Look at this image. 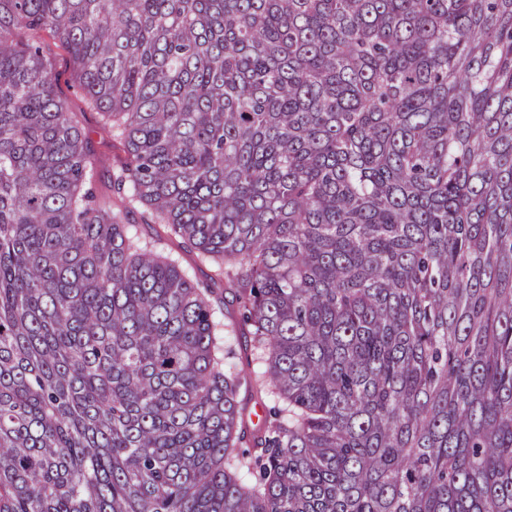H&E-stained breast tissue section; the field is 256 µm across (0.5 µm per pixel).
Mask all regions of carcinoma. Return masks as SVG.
I'll use <instances>...</instances> for the list:
<instances>
[{
  "instance_id": "1",
  "label": "carcinoma",
  "mask_w": 512,
  "mask_h": 512,
  "mask_svg": "<svg viewBox=\"0 0 512 512\" xmlns=\"http://www.w3.org/2000/svg\"><path fill=\"white\" fill-rule=\"evenodd\" d=\"M0 512H512V0H0ZM43 48L47 58L53 64V70L58 78V90L61 97L66 101L71 112H86L84 120L85 131L88 132L93 140L95 149L106 159V165L95 170L94 180L102 183L112 174L113 152L111 148V138L108 134L99 129L98 115L86 109L83 101V95L71 80L72 64L68 54L48 35L43 36ZM183 244L179 240H163L160 244H156L157 249L170 253L179 264L185 268L194 279V281H205L213 275L212 268L208 264L198 262L196 253L189 248H183Z\"/></svg>"
}]
</instances>
